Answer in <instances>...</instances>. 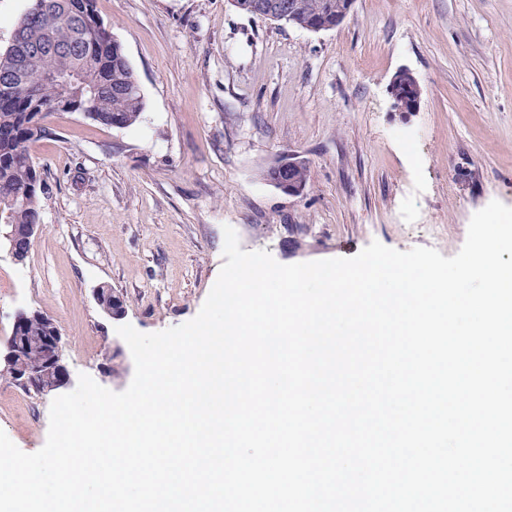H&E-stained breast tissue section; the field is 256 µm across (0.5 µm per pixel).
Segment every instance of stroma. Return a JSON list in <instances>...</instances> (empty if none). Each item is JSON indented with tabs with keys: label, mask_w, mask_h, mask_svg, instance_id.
<instances>
[{
	"label": "stroma",
	"mask_w": 512,
	"mask_h": 512,
	"mask_svg": "<svg viewBox=\"0 0 512 512\" xmlns=\"http://www.w3.org/2000/svg\"><path fill=\"white\" fill-rule=\"evenodd\" d=\"M144 96L140 122L106 128L70 112L32 147L44 168L42 224L25 261L0 252V341L18 313L52 317L68 389L80 374L124 391L134 375L119 323L143 333L200 311L224 258L282 264L349 258L371 242L456 255L472 215L512 206V0H356L310 32L226 0H97ZM408 70L418 111L388 85ZM308 161L300 197L262 180ZM123 296L109 318L95 291ZM0 379V430L22 451L47 439L54 393ZM389 93L398 112H415L419 108L421 88L407 70H400L389 83Z\"/></svg>",
	"instance_id": "stroma-1"
}]
</instances>
